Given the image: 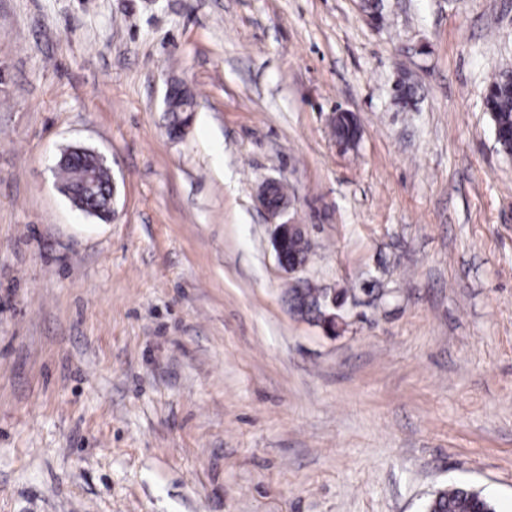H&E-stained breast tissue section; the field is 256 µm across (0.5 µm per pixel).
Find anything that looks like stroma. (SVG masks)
<instances>
[{
  "label": "stroma",
  "instance_id": "stroma-1",
  "mask_svg": "<svg viewBox=\"0 0 512 512\" xmlns=\"http://www.w3.org/2000/svg\"><path fill=\"white\" fill-rule=\"evenodd\" d=\"M366 2L0 0V512H512V0ZM71 144L114 218L58 190ZM267 177L338 337L290 309ZM493 123V132L510 129L512 134V72L499 73L490 81L483 100ZM424 512H496V509L481 490L466 484H451L432 494Z\"/></svg>",
  "mask_w": 512,
  "mask_h": 512
}]
</instances>
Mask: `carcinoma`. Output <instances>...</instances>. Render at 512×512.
Instances as JSON below:
<instances>
[{"instance_id": "obj_1", "label": "carcinoma", "mask_w": 512, "mask_h": 512, "mask_svg": "<svg viewBox=\"0 0 512 512\" xmlns=\"http://www.w3.org/2000/svg\"><path fill=\"white\" fill-rule=\"evenodd\" d=\"M493 128L512 130V73L502 72L492 78L483 100ZM58 164L61 186L75 207L92 216L108 219L111 188L101 182L89 191L82 185L84 172L98 164L92 151L69 148ZM348 288H316L292 286L289 293L301 295L303 302L298 312L328 332L341 333L347 325L346 303ZM424 512H496L492 500L482 491L466 484H452L432 494L424 505Z\"/></svg>"}]
</instances>
